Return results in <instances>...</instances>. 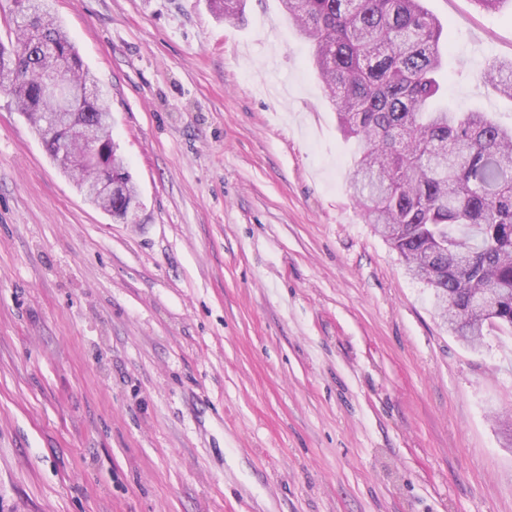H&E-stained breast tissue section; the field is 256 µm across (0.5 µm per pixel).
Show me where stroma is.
<instances>
[{"instance_id": "stroma-1", "label": "stroma", "mask_w": 512, "mask_h": 512, "mask_svg": "<svg viewBox=\"0 0 512 512\" xmlns=\"http://www.w3.org/2000/svg\"><path fill=\"white\" fill-rule=\"evenodd\" d=\"M447 99L512 8L424 0ZM141 208L88 203L0 93V512H512V335L460 344L346 190L279 0H49Z\"/></svg>"}]
</instances>
